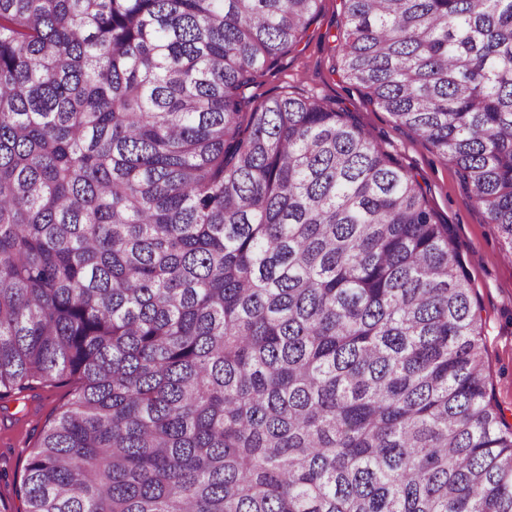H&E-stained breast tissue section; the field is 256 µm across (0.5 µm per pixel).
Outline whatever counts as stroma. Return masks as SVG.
Returning <instances> with one entry per match:
<instances>
[{"mask_svg":"<svg viewBox=\"0 0 512 512\" xmlns=\"http://www.w3.org/2000/svg\"><path fill=\"white\" fill-rule=\"evenodd\" d=\"M343 24L342 0H321L307 38L283 58L278 70L261 78L254 93L262 100L287 89L353 113L385 151L417 175L436 221L449 226L471 280L482 320L488 388L505 421L512 424V257L455 165L397 126L388 112L369 102L362 89L343 79L337 41ZM72 389L69 383L38 385L0 400V506L6 512H24L28 458L40 430L71 399Z\"/></svg>","mask_w":512,"mask_h":512,"instance_id":"1","label":"stroma"}]
</instances>
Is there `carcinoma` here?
Masks as SVG:
<instances>
[{
	"mask_svg": "<svg viewBox=\"0 0 512 512\" xmlns=\"http://www.w3.org/2000/svg\"><path fill=\"white\" fill-rule=\"evenodd\" d=\"M321 0H0V399L26 512H512L469 277L349 112L246 90ZM345 80L512 253V0H343ZM71 383L36 385L0 400V512H24L25 469L39 432L72 398ZM2 510V511H1Z\"/></svg>",
	"mask_w": 512,
	"mask_h": 512,
	"instance_id": "carcinoma-1",
	"label": "carcinoma"
}]
</instances>
